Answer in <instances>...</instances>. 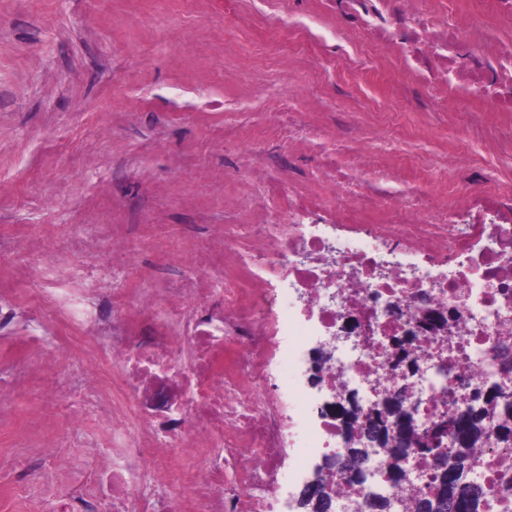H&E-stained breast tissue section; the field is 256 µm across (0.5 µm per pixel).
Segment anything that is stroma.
<instances>
[{
    "label": "stroma",
    "mask_w": 512,
    "mask_h": 512,
    "mask_svg": "<svg viewBox=\"0 0 512 512\" xmlns=\"http://www.w3.org/2000/svg\"><path fill=\"white\" fill-rule=\"evenodd\" d=\"M359 27L331 0H0V232L53 224L92 241L108 224L188 260L211 249L210 224H342L314 165L322 151L435 206L484 175L474 212L512 216V114L446 110L441 85L421 96ZM372 98L405 122L378 141ZM289 119L294 140L280 133ZM370 156L380 172L364 169ZM425 163L433 177L415 179ZM271 183L281 193L263 200ZM32 408L21 396L0 427V512H30L63 488L38 467L15 484Z\"/></svg>",
    "instance_id": "1"
}]
</instances>
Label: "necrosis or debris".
<instances>
[{"instance_id": "necrosis-or-debris-1", "label": "necrosis or debris", "mask_w": 512, "mask_h": 512, "mask_svg": "<svg viewBox=\"0 0 512 512\" xmlns=\"http://www.w3.org/2000/svg\"><path fill=\"white\" fill-rule=\"evenodd\" d=\"M408 2L351 0L369 42L398 52L423 85L445 84L449 105L512 112V40L493 30L512 23V0H492L488 16L446 20L409 14ZM335 166L324 158L319 170L352 223L260 224L244 236L207 226L227 253L244 254L249 238L259 239L242 274L203 256L177 265L161 252L160 287H132L113 266L129 256L128 243L108 225L96 247L78 236L62 251L47 233L0 240V252L14 253L40 282L27 304L19 289H0V316L29 322L19 362L0 373V424L36 384L33 421L56 416L69 425L65 437L40 435L41 462L68 472L65 451L83 447L84 421L100 434L94 471L73 478L49 512H280L281 480L308 478L318 464L334 512L353 501L377 512L375 491L388 512H415V500L437 497L432 455L407 457L403 480L388 455L363 456V484L345 461L390 390L407 388L424 426L449 400L485 398L502 382L497 346H512V225L461 224L472 201L465 193L454 195L448 224L435 208L387 195L381 205L392 223L361 226L354 218L364 187ZM424 309L464 313L448 349L419 334ZM48 323L62 340L47 342ZM70 354L82 358L81 371H72ZM275 364L303 371L304 384L271 393ZM343 393L354 396L344 414L333 405ZM287 446L295 450L288 461ZM185 458L193 461L183 471L189 495L141 494L145 473L165 480ZM466 481L478 491L477 512H512V447L479 450Z\"/></svg>"}]
</instances>
